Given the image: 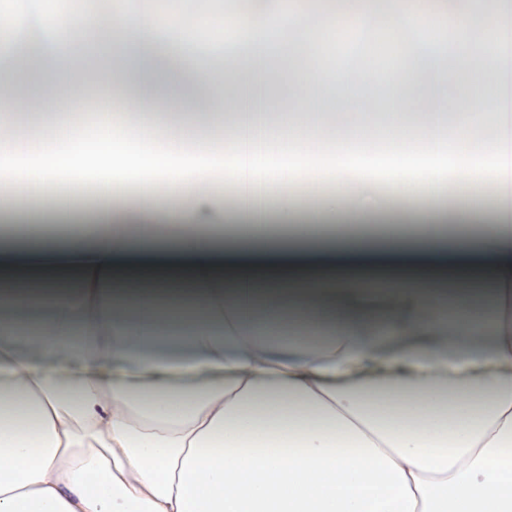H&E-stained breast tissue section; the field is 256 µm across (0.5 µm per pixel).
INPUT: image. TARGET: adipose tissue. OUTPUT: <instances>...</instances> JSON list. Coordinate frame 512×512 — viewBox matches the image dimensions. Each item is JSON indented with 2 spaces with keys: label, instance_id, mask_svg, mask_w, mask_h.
I'll list each match as a JSON object with an SVG mask.
<instances>
[{
  "label": "adipose tissue",
  "instance_id": "adipose-tissue-1",
  "mask_svg": "<svg viewBox=\"0 0 512 512\" xmlns=\"http://www.w3.org/2000/svg\"><path fill=\"white\" fill-rule=\"evenodd\" d=\"M393 3L415 74L375 83L362 70H322L303 53L278 106L303 113L294 132L306 140L323 136L320 113H335L336 149H284L271 169L356 183L359 203L319 196L303 222L287 198L273 214L259 207L268 171L249 145L279 141L276 123L260 136L242 128L227 149L155 124L118 138L101 112L95 137L51 138L0 164L1 192L89 177L103 203L81 220L70 196L52 194L51 225L19 224L0 241V280L9 282L0 307L31 313L0 322V512H512V0H499L497 38L461 28L439 62L410 34L411 0ZM81 28L78 39L59 23L71 52L57 55V75L38 91L19 84L17 105L53 106L60 74L94 43L149 83L158 64L141 48L149 22L130 15L128 0ZM242 28L244 52L217 70L193 67L214 103L230 82L256 92L274 61L320 33L270 25L260 9ZM40 37L35 20L0 22V55L25 71L13 46ZM476 41L486 54L472 53ZM449 73L496 88L506 105L477 159L468 123L454 119L453 148L466 162L453 169L431 162L435 128L411 133L393 95L408 83L426 91ZM370 101L391 113L390 126L364 122ZM471 172L498 198L480 247L444 236L429 210L413 247L374 233L377 183L395 182L410 202ZM129 175L139 181L140 222L118 226L112 186ZM216 179L233 184L232 200L208 191ZM162 181L181 209L158 208ZM342 213L357 234L331 231ZM409 249L487 280L490 313L473 315L461 288L459 316L448 319L433 268L382 276L315 262Z\"/></svg>",
  "mask_w": 512,
  "mask_h": 512
}]
</instances>
